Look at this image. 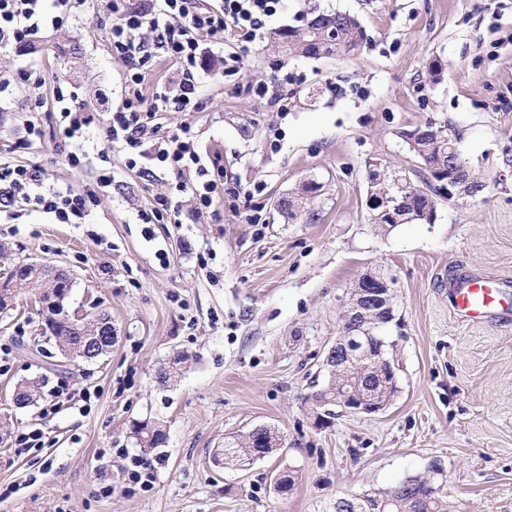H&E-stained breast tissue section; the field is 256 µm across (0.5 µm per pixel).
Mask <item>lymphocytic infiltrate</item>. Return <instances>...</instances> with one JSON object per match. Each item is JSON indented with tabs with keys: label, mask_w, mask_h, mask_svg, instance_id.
I'll list each match as a JSON object with an SVG mask.
<instances>
[{
	"label": "lymphocytic infiltrate",
	"mask_w": 512,
	"mask_h": 512,
	"mask_svg": "<svg viewBox=\"0 0 512 512\" xmlns=\"http://www.w3.org/2000/svg\"><path fill=\"white\" fill-rule=\"evenodd\" d=\"M285 0H149L140 7L126 0H109L113 16L110 46L124 59V98L119 107L102 101L97 112L74 108V91L64 84L53 90L63 142L82 138L96 121L105 125L109 150L124 153L127 167L139 159L176 177L169 193L156 197L150 208L139 211L142 224H175L179 206L174 196L190 194L196 210L210 209L223 199L224 166L220 153H201L197 134L189 122L165 130L163 121L171 112H198L203 108L197 73L209 55L201 38L224 45L222 75L241 67L243 53L263 39ZM79 7V0H0V47L22 45L38 34L61 27ZM166 63L172 75L155 79L158 63ZM45 174L35 165L0 163V213L15 218L18 204L54 215L58 223H82L96 205L97 188L112 184L109 169H100L96 189L68 186L45 190Z\"/></svg>",
	"instance_id": "lymphocytic-infiltrate-1"
}]
</instances>
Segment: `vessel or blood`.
<instances>
[{
    "label": "vessel or blood",
    "mask_w": 512,
    "mask_h": 512,
    "mask_svg": "<svg viewBox=\"0 0 512 512\" xmlns=\"http://www.w3.org/2000/svg\"><path fill=\"white\" fill-rule=\"evenodd\" d=\"M454 307L464 321L512 317V304L505 302L494 279L470 274L449 281Z\"/></svg>",
    "instance_id": "vessel-or-blood-1"
}]
</instances>
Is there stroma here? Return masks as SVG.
<instances>
[{"label":"stroma","instance_id":"1","mask_svg":"<svg viewBox=\"0 0 512 512\" xmlns=\"http://www.w3.org/2000/svg\"><path fill=\"white\" fill-rule=\"evenodd\" d=\"M354 16L367 39L357 54L307 58L263 41L240 70L200 73L202 111L169 113L166 128L191 119L201 150L221 152L224 179L255 188L253 200L225 197L208 212L181 202L176 224H142L138 210L167 193L172 173L143 174L114 153V181L82 224H58L22 210L0 221V275L27 259L72 271L65 307L107 312L112 352L93 362H63L46 341L32 295L0 313V512H332L336 497L391 488L445 468L452 512H512V321L460 323L448 278L482 272L512 282V0H288L272 22L302 25L312 6ZM104 0H85L62 28L39 35L40 51L0 48V77L40 73L44 98L65 82L77 107L120 105L122 60L110 47ZM448 74L431 82L427 65ZM300 74L278 120L250 88L279 69ZM58 112L31 111L15 86L0 100V162L45 169L48 185L95 181L105 146L91 127L69 166L59 147ZM44 135L18 148L27 120ZM428 119L449 125L484 188L438 199L434 223L375 229L364 208V161L383 156L410 166L400 128ZM281 125L278 148L271 128ZM321 183L295 218L277 208L299 184ZM259 206L262 224L248 223ZM393 277L399 391L375 415L337 413L312 425L305 397L328 373L324 358L342 331V314L362 275ZM181 357L177 382L157 378ZM48 376L42 397L17 407L18 383ZM67 395L55 398L58 386ZM160 422L166 441L144 453L133 423ZM265 425L285 445L247 468H217L225 437ZM40 430L39 448L15 445L18 431ZM156 467L142 490L129 482L131 457ZM294 470L278 493L273 475Z\"/></svg>","mask_w":512,"mask_h":512}]
</instances>
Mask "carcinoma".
Listing matches in <instances>:
<instances>
[{
	"mask_svg": "<svg viewBox=\"0 0 512 512\" xmlns=\"http://www.w3.org/2000/svg\"><path fill=\"white\" fill-rule=\"evenodd\" d=\"M365 40V30L358 20L340 11H325L313 9L300 27H293L275 31L271 34V43L287 54H297L303 57H329L339 54H349L361 47ZM419 134L414 142L407 144L409 152L416 160L412 172L403 170L397 174L403 176L401 183H406V177L414 174L423 175L427 168L448 166V128L438 125L431 120L417 124ZM418 194H407L401 198L410 221H417L426 206L431 193L430 186L414 185ZM316 191L313 183L309 182L299 189L294 196H287L280 203V210L291 216L302 207L303 201ZM4 284L13 285L18 293L25 294L40 290L51 292L57 289L55 283L44 277L34 275L26 263H19L13 267ZM51 335L56 339L58 349L77 351L82 347L84 337L96 331L94 320L87 316L74 324L65 318L51 321L49 326ZM350 371L340 368L328 374L324 386L308 395L305 402L308 404L309 415L315 410L331 412L336 402L341 400L347 389ZM133 433L140 446L150 452L165 442V432L157 423L140 422L133 425ZM250 439L245 436L226 437L224 443V464L239 466L248 460ZM408 486L397 484L392 489L367 495V512H448V502L443 492L437 490L439 478L433 473L415 475L405 478Z\"/></svg>",
	"mask_w": 512,
	"mask_h": 512,
	"instance_id": "obj_1",
	"label": "carcinoma"
}]
</instances>
